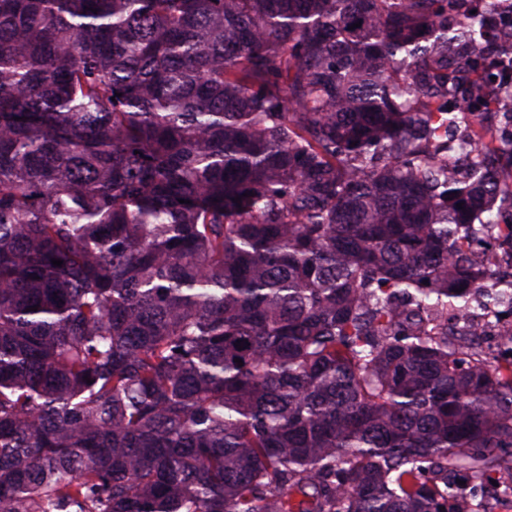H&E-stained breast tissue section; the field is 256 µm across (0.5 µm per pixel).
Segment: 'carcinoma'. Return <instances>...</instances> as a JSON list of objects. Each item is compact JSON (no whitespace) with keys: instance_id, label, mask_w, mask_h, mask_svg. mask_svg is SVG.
Listing matches in <instances>:
<instances>
[{"instance_id":"carcinoma-1","label":"carcinoma","mask_w":512,"mask_h":512,"mask_svg":"<svg viewBox=\"0 0 512 512\" xmlns=\"http://www.w3.org/2000/svg\"><path fill=\"white\" fill-rule=\"evenodd\" d=\"M470 2L0 0V512H454L512 464V360L448 330L512 316Z\"/></svg>"}]
</instances>
